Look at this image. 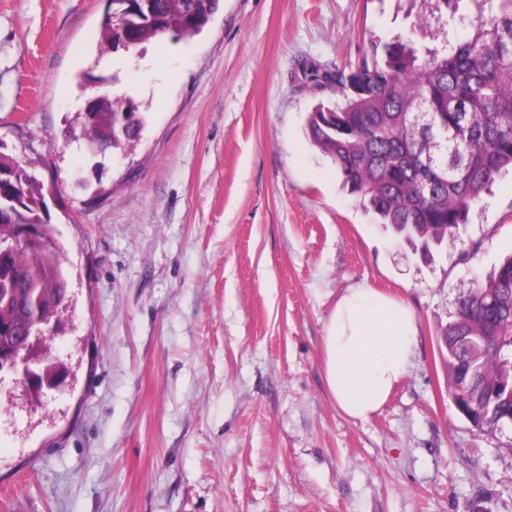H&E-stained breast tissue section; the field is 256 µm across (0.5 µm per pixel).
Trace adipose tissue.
Returning <instances> with one entry per match:
<instances>
[{
    "label": "adipose tissue",
    "mask_w": 512,
    "mask_h": 512,
    "mask_svg": "<svg viewBox=\"0 0 512 512\" xmlns=\"http://www.w3.org/2000/svg\"><path fill=\"white\" fill-rule=\"evenodd\" d=\"M418 329L410 303L363 283L341 295L324 327V374L337 407L365 421L406 377Z\"/></svg>",
    "instance_id": "obj_1"
}]
</instances>
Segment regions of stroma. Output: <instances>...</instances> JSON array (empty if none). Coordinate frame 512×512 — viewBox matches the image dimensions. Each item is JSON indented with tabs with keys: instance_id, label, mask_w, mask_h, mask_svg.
I'll return each mask as SVG.
<instances>
[{
	"instance_id": "35a3bbf8",
	"label": "stroma",
	"mask_w": 512,
	"mask_h": 512,
	"mask_svg": "<svg viewBox=\"0 0 512 512\" xmlns=\"http://www.w3.org/2000/svg\"><path fill=\"white\" fill-rule=\"evenodd\" d=\"M410 0H220L191 38L102 52L105 0H0V149L43 188L71 305L66 386L0 382V512H512V428L448 395L440 336L512 254V173L421 259L316 147L300 63L404 35ZM146 122L93 155L91 95ZM409 300L408 375L369 420L323 375L324 326L360 283Z\"/></svg>"
}]
</instances>
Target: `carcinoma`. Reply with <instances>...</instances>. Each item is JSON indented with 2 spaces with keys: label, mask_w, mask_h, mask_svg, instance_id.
Listing matches in <instances>:
<instances>
[{
  "label": "carcinoma",
  "mask_w": 512,
  "mask_h": 512,
  "mask_svg": "<svg viewBox=\"0 0 512 512\" xmlns=\"http://www.w3.org/2000/svg\"><path fill=\"white\" fill-rule=\"evenodd\" d=\"M220 0H141L137 12L112 4L101 21V44L114 46L124 27L137 36L135 51L163 35L199 34ZM462 0H437L441 28L462 29L441 46L414 48L399 37L356 63L328 69L314 62L300 67L304 83L334 86L339 102L320 105L308 125L315 146L329 155L342 186L380 223L428 247L455 242L459 227L496 178L512 169V0H470L476 14L460 10ZM136 125L103 120L83 127L84 138L112 141L140 133ZM16 176L0 184V240L22 219L42 223L38 209L19 211L11 199L35 200L42 187L28 171L0 154V170ZM68 273L52 239L40 247L17 246L0 253V346L19 348L37 310L63 319ZM458 336H495L505 353L458 345ZM447 350L451 392L459 393L457 369L464 362L476 382L470 398L512 378V255L477 279L458 304L455 319L441 335Z\"/></svg>",
  "instance_id": "carcinoma-1"
}]
</instances>
